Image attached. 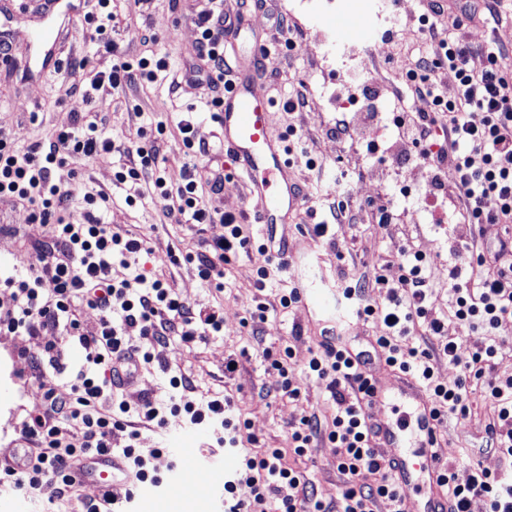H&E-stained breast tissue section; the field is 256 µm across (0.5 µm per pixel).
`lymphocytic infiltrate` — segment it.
I'll list each match as a JSON object with an SVG mask.
<instances>
[{
    "mask_svg": "<svg viewBox=\"0 0 512 512\" xmlns=\"http://www.w3.org/2000/svg\"><path fill=\"white\" fill-rule=\"evenodd\" d=\"M506 0H461L455 11L443 0H429L419 17V32L433 47L431 58H418L403 82L413 96L427 100L429 108L409 112L402 96L370 89L364 83L346 84L349 98H364L361 111L344 112L326 134L336 140H362L367 154L386 158L392 166H419L425 175L431 223L448 220L478 227L512 223V78L497 67L498 52L464 31L471 21L482 28L495 27L502 19ZM258 0H242L233 18H225L220 4L201 11L195 24L198 63L195 76L204 80L216 96H223L224 76L231 65L224 57V32L242 24ZM446 26H439L440 17ZM99 44L112 55V66L93 72L84 95L109 86L112 89L141 88L154 82L165 68L163 58L144 56L127 59L112 36V0H97L94 12L84 17ZM448 68L455 78L447 90L432 82L430 71ZM389 122L396 139L365 136L368 126ZM133 166L115 171L116 182L149 179L163 210L175 223L220 222L224 235L209 243L206 251L189 253L185 262L194 265L198 277L226 286L224 264L239 253L262 255L253 270L257 294L242 320L252 335H260L271 305L264 291L267 282L286 273L288 260L271 256L262 240L250 235L234 217L219 215L209 204L224 186L222 172L193 170L177 190H170L163 175V152L167 128L163 125L141 131ZM114 140L96 122L78 115L57 126L52 135L20 147L0 132V197L7 196L25 207L41 239L27 274L9 276L0 286L11 289L13 305L0 311V332L34 335L67 324L85 352L84 369L69 379L68 397H60L52 373L57 355H49L47 368L39 369L38 384L43 409L23 421L22 439L29 449L19 467L0 465V486L26 495L44 486L54 489V501L67 503L78 497L81 485L69 472L79 456L112 451L113 429L128 428V441L120 455L137 483L159 485L153 464L162 456L159 448L143 450L140 433L129 428L136 418L159 427L181 421L211 428L217 445L239 449L241 466L224 483V512H377L379 501L398 505L403 494L395 484L390 462L378 452L368 413L374 389L368 367L380 360L399 373L415 378L432 397L440 422L449 416H468V384L485 380L487 366L498 355L500 342L492 332L506 318L512 319V239L500 240L497 249L472 247L468 256L449 271L451 295L447 316H432L428 296L429 258L422 252L401 248L396 260L402 270L398 280L376 275L374 300H363L356 285L342 288L359 318L376 323L378 331L368 349L349 347L336 329L322 331L302 375L325 381L334 404L328 415L308 413L288 427V448H258L251 423L237 414L229 396L200 404L190 396L191 381L172 376L170 385L178 401L160 406L146 397L129 401L123 387L114 383L126 372L129 360L149 365L160 359V350L171 339L193 342L224 330L220 308L195 309L181 301L162 280H148L131 266V256L145 251L147 242L107 229L91 211L97 198L84 196L86 211L71 210L66 201L73 190L54 180V170L77 159H96L114 153ZM456 181L447 184L446 171ZM98 310L96 329L85 330L76 312L79 306ZM467 325L480 335L469 354H462L451 336L458 325ZM153 337L159 348L143 351L131 346L130 333ZM446 358L460 371L454 383L435 375L433 359ZM267 370L277 378V392L298 401L302 398L301 375H295L293 351L282 346L264 351ZM484 400L493 412L486 425L487 444L499 457L502 468L493 473L473 467L467 481H458L447 470L442 492L448 512H469L473 498H483L488 512H512V377L485 381ZM328 442L337 450L336 467L346 483L339 496L325 502L317 498L303 472L290 466L286 454L311 457L318 444ZM249 495L240 498L239 487Z\"/></svg>",
    "mask_w": 512,
    "mask_h": 512,
    "instance_id": "1",
    "label": "lymphocytic infiltrate"
}]
</instances>
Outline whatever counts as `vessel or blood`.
Returning <instances> with one entry per match:
<instances>
[{
	"mask_svg": "<svg viewBox=\"0 0 512 512\" xmlns=\"http://www.w3.org/2000/svg\"><path fill=\"white\" fill-rule=\"evenodd\" d=\"M82 17V11L77 10L68 15L66 25L47 24L34 34L35 44L45 53L56 50L67 27L77 25ZM269 53L265 41H254L244 64L238 65L232 83L224 91L216 124L239 179L248 187L249 203L256 223L261 226V237L270 252L275 253L288 249L287 240L277 236V227L293 223L295 214L305 206L307 196L291 177L292 166L282 141L270 133L271 103L254 86L257 68ZM395 397L411 408L415 425L410 428L386 416H373L377 445L392 451L390 459L395 482L403 488H416L420 493V512H445L441 490L443 459L432 451L438 431L432 402L426 391L406 376L399 377ZM89 468L94 471L93 483L100 488H120L119 476L125 466L118 456L104 453L78 460L72 471L80 477Z\"/></svg>",
	"mask_w": 512,
	"mask_h": 512,
	"instance_id": "1",
	"label": "vessel or blood"
}]
</instances>
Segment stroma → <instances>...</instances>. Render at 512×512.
<instances>
[{
  "label": "stroma",
  "instance_id": "obj_1",
  "mask_svg": "<svg viewBox=\"0 0 512 512\" xmlns=\"http://www.w3.org/2000/svg\"><path fill=\"white\" fill-rule=\"evenodd\" d=\"M205 7V0H142L138 5L133 0H112V24L121 51L131 57L158 53L165 59L167 69L143 90L122 92L106 87L88 100L72 89L73 84L81 82V74L63 68L23 76L21 66L29 55L41 5L39 0H31L27 6L16 5L8 22L0 24V40L11 43L15 54L13 64L0 66V130L25 146L66 122L70 113H87L120 145V152L108 157L73 164L79 193L71 201L72 208H84V193L106 194V201L99 203L95 211L97 219L112 232L149 240L148 250L132 256L131 265L144 270L146 275L164 278L187 303L197 307L218 306L224 312L223 333L203 341L174 345L165 352L164 365L153 364L140 370L133 394H143L157 402L168 401L170 374L189 375L196 382L197 397L231 395L236 408L250 420L260 446L284 448L288 445L289 423L298 421L307 411L330 414L333 404L325 383L315 378L304 379L302 403L270 395L275 378L264 370L263 349L274 350L281 343H289L295 366L300 369L322 329L338 327L346 343L363 348L374 334V325L356 319L346 300H339L332 314L304 301L292 310L271 313L263 335L252 336L242 327L241 320L253 304L251 274L257 255L239 254L227 275L229 288L217 291L203 283L192 266L181 261L180 255L206 249L212 239L223 236V224L170 223L154 198L151 182L135 185L113 180L119 165L131 164L136 159L138 128L161 122L169 129L164 177L169 188L182 184L189 160L176 124L180 118L191 117L197 138L210 146L202 165L224 171V188L214 201L215 207L248 225L251 234L260 235L246 188L234 176L233 164L224 156L217 125L211 118L213 92L207 82L188 74L196 62L198 32L194 20ZM424 9L422 0H400L395 8L388 0H265L262 9L247 16L244 42L258 36L279 46L264 61L265 74L257 83L258 92L276 103L269 118L271 132L276 135L286 125H294L302 147L318 160L313 168L307 167L301 157L293 165L294 177L309 192L308 205L315 209V218L326 219L330 208L339 202L358 215L357 223L336 226L330 242L313 236L311 218L306 216H299L297 223L284 225L290 255L288 271L268 282V297H276L292 287L337 292L346 278L370 279L379 273L397 280L399 269L386 267L385 262L398 247L406 246L430 255L427 306L434 316L447 313L448 270L458 254L464 253L466 241L455 225L428 224L423 172L416 167L394 169L389 163L367 155L358 143H340L325 134L346 99L342 73L330 56L331 50L338 47L329 27L330 19L348 13L369 17L372 39L350 41L358 53L357 63L374 84L400 90L404 87L405 71L413 68L420 55L431 50L418 33L417 18ZM282 17L287 18L289 30L279 28L278 20ZM388 28L398 32L404 43L402 51H395L392 43L383 40V32ZM142 30L154 34L155 43H142L138 36ZM288 38L295 43L290 50L283 47ZM390 53L394 54L395 63L388 70L383 60ZM299 92L305 96L303 107L292 113L284 111V103ZM130 193L139 196L136 206L125 203ZM382 202L400 215L398 223L383 231L374 226L371 218L376 204ZM35 239L26 209L12 199L0 198V273L25 274L35 260ZM50 345L66 365L65 374L57 378L58 392L64 395L69 391V372L80 367L74 357L78 341L66 327L40 336L0 334L2 449L17 444L21 421L42 409V392L33 376L32 360ZM231 354L236 355L238 366L228 374L224 361ZM470 408L467 418H449L435 447L442 456L463 448L474 449L472 462L461 460L455 465L456 475L462 481L469 477L471 464L492 472L501 468L498 456L485 449V426L491 413L481 390H473ZM172 433L178 437L177 446L168 448V455L154 462L163 479L161 486L141 487L137 497L152 496L159 504V512H224V496L213 493L209 474L216 468L234 473L240 466L238 455L233 449L218 447L208 430L194 427L173 431L149 427L142 430L140 445L163 447ZM297 466L315 484L323 500L334 499L340 493L342 478L336 470V450L330 444H320L311 459L298 461ZM180 471L189 472L192 483L183 492L175 493L171 482Z\"/></svg>",
  "mask_w": 512,
  "mask_h": 512
}]
</instances>
